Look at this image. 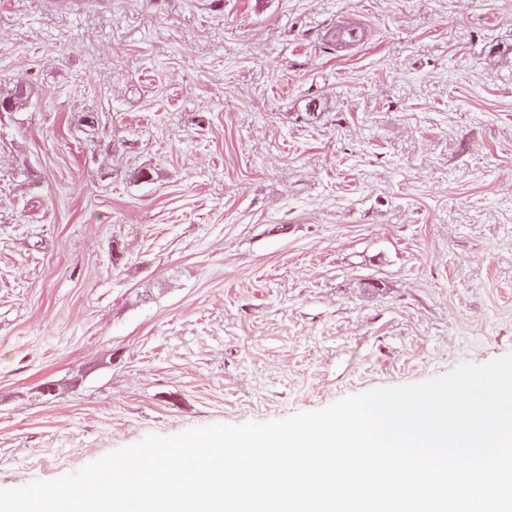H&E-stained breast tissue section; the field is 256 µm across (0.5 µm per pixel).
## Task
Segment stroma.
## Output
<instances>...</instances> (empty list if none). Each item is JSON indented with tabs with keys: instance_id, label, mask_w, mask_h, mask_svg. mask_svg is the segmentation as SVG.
Listing matches in <instances>:
<instances>
[{
	"instance_id": "35a3bbf8",
	"label": "stroma",
	"mask_w": 512,
	"mask_h": 512,
	"mask_svg": "<svg viewBox=\"0 0 512 512\" xmlns=\"http://www.w3.org/2000/svg\"><path fill=\"white\" fill-rule=\"evenodd\" d=\"M19 82L0 489L512 351V0H0Z\"/></svg>"
}]
</instances>
